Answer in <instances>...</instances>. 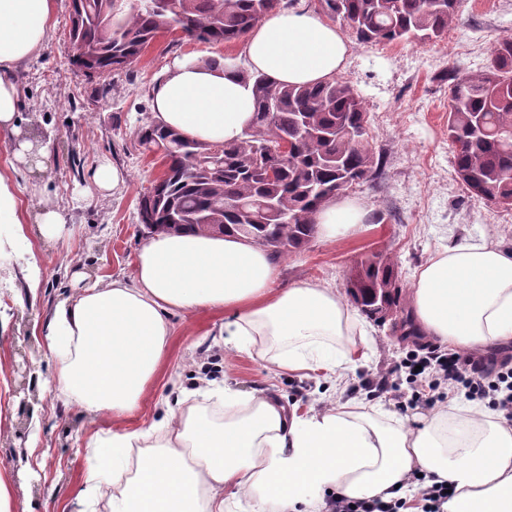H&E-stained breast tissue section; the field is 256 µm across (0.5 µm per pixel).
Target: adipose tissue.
Here are the masks:
<instances>
[{
    "label": "adipose tissue",
    "instance_id": "obj_1",
    "mask_svg": "<svg viewBox=\"0 0 512 512\" xmlns=\"http://www.w3.org/2000/svg\"><path fill=\"white\" fill-rule=\"evenodd\" d=\"M55 0H0V138L15 163L37 142L22 137L21 67L45 46ZM349 47L316 14L276 9L242 44L240 60L214 66L195 55L173 60L152 89L158 121L207 143L233 142L255 117V95L242 69L290 85L325 81L346 65ZM363 208L341 199L323 205L317 232L336 239L362 226ZM267 253L233 236L157 233L138 250L134 273L78 289L58 300L43 335L54 357L52 391L89 419L108 413L89 452L77 501L96 512H326V495L383 502L411 498V473L453 495L441 512H512V428L474 403L420 417L417 427L379 406L334 403L303 414L267 393L245 394L200 378L177 388L164 418L124 428L163 361L172 313L221 310L224 347L280 371L327 379L368 361L367 330L338 289L312 282L277 287ZM416 334L455 352L476 353L512 339V251L486 239L433 254L409 293ZM214 398L224 420H210L192 396ZM232 500H225V491Z\"/></svg>",
    "mask_w": 512,
    "mask_h": 512
}]
</instances>
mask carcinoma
<instances>
[{"label":"carcinoma","instance_id":"1","mask_svg":"<svg viewBox=\"0 0 512 512\" xmlns=\"http://www.w3.org/2000/svg\"><path fill=\"white\" fill-rule=\"evenodd\" d=\"M361 44L430 41L448 34L462 0H319ZM71 0L72 65L94 78L137 61L173 27L204 43L244 40L280 0H171L157 8L137 0ZM255 94L254 126L235 142L190 139L154 120L138 127L140 144L163 171L139 201L152 233L233 235L277 258L304 248L315 215L330 199L380 174L370 144L368 109L345 79L289 85L243 72ZM448 139L454 171L474 196L512 209V40L494 47L490 64L471 74L448 69ZM292 143L290 152L280 143ZM347 294L368 318L386 322L400 306L394 265L377 255L352 266Z\"/></svg>","mask_w":512,"mask_h":512}]
</instances>
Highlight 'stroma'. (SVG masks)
Wrapping results in <instances>:
<instances>
[{
    "label": "stroma",
    "mask_w": 512,
    "mask_h": 512,
    "mask_svg": "<svg viewBox=\"0 0 512 512\" xmlns=\"http://www.w3.org/2000/svg\"><path fill=\"white\" fill-rule=\"evenodd\" d=\"M69 0H55L48 40L38 59L18 74L24 97L21 129L36 128L49 141L45 168L26 167L21 206L36 213L51 205L67 218L68 235L58 243L41 239L25 224L30 245L0 262V374L9 383L0 396V476L12 488V512H77L76 496L89 464L86 444L112 423L111 415L89 422L51 392L55 361L44 349L41 327L53 304L73 293L81 278L129 277L148 233L138 222V198L161 168L143 152L135 131L153 120L150 89L173 58L238 56L240 44L203 43L161 34L130 68L87 79L70 64ZM338 29L349 46L341 75L360 93L370 115L372 147L384 166L381 178L348 194L367 211L352 237L314 236L301 251L278 259V287L319 282L343 288L350 266L366 255L390 258L403 289H411L435 252L466 239L486 237L512 250V211L471 196L456 179L448 140V85L440 71L482 70L495 44L512 38V0H465L447 37L435 42L358 43L346 24ZM129 173L114 194L93 193L100 157ZM40 286L30 292L29 268ZM220 311L175 313L163 364L125 427L155 421V402L170 381L190 383L204 373L244 392L264 391L281 405L306 411L332 402L367 400L366 383L392 367L411 339L391 323H372L369 361L340 382L308 372L273 371L247 353L213 346L223 326ZM39 416L38 428L19 433L22 412Z\"/></svg>",
    "instance_id": "obj_1"
}]
</instances>
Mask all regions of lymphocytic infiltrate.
Listing matches in <instances>:
<instances>
[{
  "label": "lymphocytic infiltrate",
  "mask_w": 512,
  "mask_h": 512,
  "mask_svg": "<svg viewBox=\"0 0 512 512\" xmlns=\"http://www.w3.org/2000/svg\"><path fill=\"white\" fill-rule=\"evenodd\" d=\"M372 397L379 398L409 387L411 396L400 410L434 407L447 395H464L501 414L512 424V356L503 360L462 355L425 343L408 350L390 370L368 381Z\"/></svg>",
  "instance_id": "obj_1"
}]
</instances>
